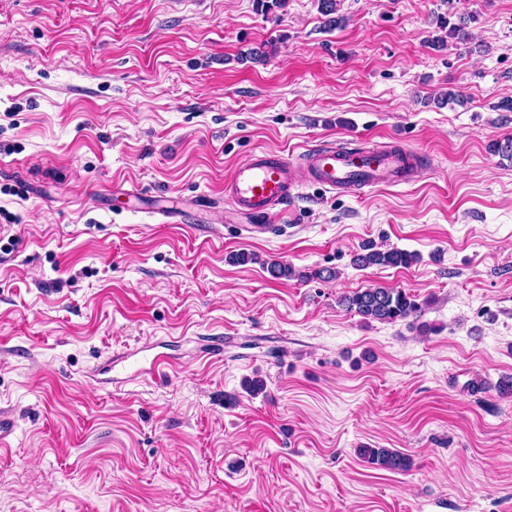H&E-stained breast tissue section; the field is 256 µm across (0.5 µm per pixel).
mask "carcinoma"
Here are the masks:
<instances>
[{"mask_svg":"<svg viewBox=\"0 0 512 512\" xmlns=\"http://www.w3.org/2000/svg\"><path fill=\"white\" fill-rule=\"evenodd\" d=\"M418 259L415 252L397 248L381 249L368 244L363 246V252L354 257V265L360 269L372 266L408 267ZM339 303L364 320L386 323L405 321L410 317L416 319L421 314V304L401 288H366L340 297ZM358 454L375 469L405 472L412 467V459L408 455L392 448L362 446Z\"/></svg>","mask_w":512,"mask_h":512,"instance_id":"1","label":"carcinoma"}]
</instances>
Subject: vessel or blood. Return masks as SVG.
I'll return each instance as SVG.
<instances>
[{
	"mask_svg": "<svg viewBox=\"0 0 512 512\" xmlns=\"http://www.w3.org/2000/svg\"><path fill=\"white\" fill-rule=\"evenodd\" d=\"M412 168V153L394 148L327 142L296 161L280 152L257 150L225 178L224 202L233 215L249 220L250 232L263 234L299 186L314 184L329 192L391 187L405 183Z\"/></svg>",
	"mask_w": 512,
	"mask_h": 512,
	"instance_id": "vessel-or-blood-1",
	"label": "vessel or blood"
}]
</instances>
